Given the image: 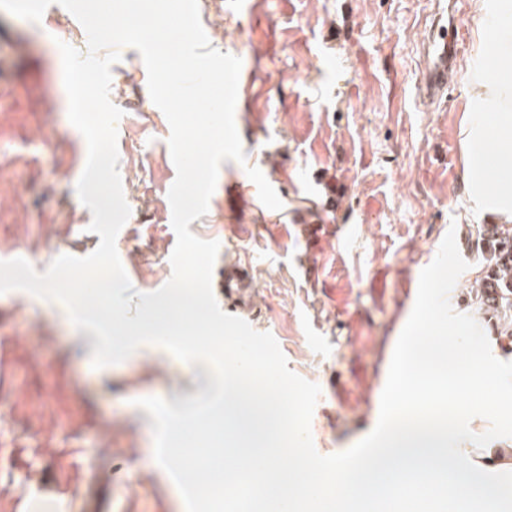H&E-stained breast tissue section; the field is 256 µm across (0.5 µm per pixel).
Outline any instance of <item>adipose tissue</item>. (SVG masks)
<instances>
[{"label": "adipose tissue", "mask_w": 512, "mask_h": 512, "mask_svg": "<svg viewBox=\"0 0 512 512\" xmlns=\"http://www.w3.org/2000/svg\"><path fill=\"white\" fill-rule=\"evenodd\" d=\"M475 50L459 129L465 208L512 226V0H473Z\"/></svg>", "instance_id": "ef3b65f1"}]
</instances>
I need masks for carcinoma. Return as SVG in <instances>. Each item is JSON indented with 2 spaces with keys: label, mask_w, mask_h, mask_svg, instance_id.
<instances>
[{
  "label": "carcinoma",
  "mask_w": 512,
  "mask_h": 512,
  "mask_svg": "<svg viewBox=\"0 0 512 512\" xmlns=\"http://www.w3.org/2000/svg\"><path fill=\"white\" fill-rule=\"evenodd\" d=\"M477 235L488 259L472 288L482 309L497 320L500 335L511 338L512 230L503 224H482Z\"/></svg>",
  "instance_id": "cac0c4a2"
}]
</instances>
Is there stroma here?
I'll return each mask as SVG.
<instances>
[{"label":"stroma","mask_w":512,"mask_h":512,"mask_svg":"<svg viewBox=\"0 0 512 512\" xmlns=\"http://www.w3.org/2000/svg\"><path fill=\"white\" fill-rule=\"evenodd\" d=\"M443 0H198L213 48L239 57L235 114L244 163L224 161L205 216L189 229L219 240L225 268L246 267L242 319L271 333L289 369L321 388L310 432L319 454L376 425L389 364L419 276L447 232L470 267L486 255L479 217L460 220L459 128L474 50L471 0H457L459 52L448 94L416 93L423 43ZM54 29L0 10V260L45 272L93 243L76 194L87 146L68 119L59 43L86 51L65 8ZM118 169L131 214L116 249L136 291L172 277L167 193L176 177L147 70L126 47L111 68ZM283 207L266 208L247 167ZM57 301L0 294V496L51 512H186L154 466L152 419L138 398L195 389L181 360L91 361Z\"/></svg>","instance_id":"stroma-1"}]
</instances>
